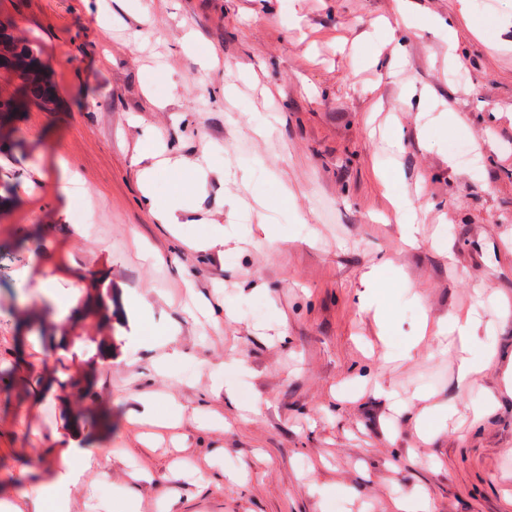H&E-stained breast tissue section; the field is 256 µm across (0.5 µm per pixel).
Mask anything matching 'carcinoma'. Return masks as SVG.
Listing matches in <instances>:
<instances>
[{
    "mask_svg": "<svg viewBox=\"0 0 512 512\" xmlns=\"http://www.w3.org/2000/svg\"><path fill=\"white\" fill-rule=\"evenodd\" d=\"M15 22L0 19V68L11 74L15 82L14 93L0 94V124L12 122L16 114L31 105L47 106L54 102L55 93L50 75L42 59L41 46L14 35ZM83 316L104 324L109 322L108 307L104 295L83 309Z\"/></svg>",
    "mask_w": 512,
    "mask_h": 512,
    "instance_id": "carcinoma-1",
    "label": "carcinoma"
}]
</instances>
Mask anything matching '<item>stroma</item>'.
Here are the masks:
<instances>
[{"instance_id":"35a3bbf8","label":"stroma","mask_w":512,"mask_h":512,"mask_svg":"<svg viewBox=\"0 0 512 512\" xmlns=\"http://www.w3.org/2000/svg\"><path fill=\"white\" fill-rule=\"evenodd\" d=\"M0 17L57 89L0 130L1 502L72 439L107 459L70 512H512V5L0 0ZM155 145L182 162L153 182L183 208L173 229L141 190ZM62 154L96 233L69 221ZM213 221L223 250L191 249ZM96 280L110 322L87 330L59 304ZM465 354L487 361L467 386Z\"/></svg>"}]
</instances>
